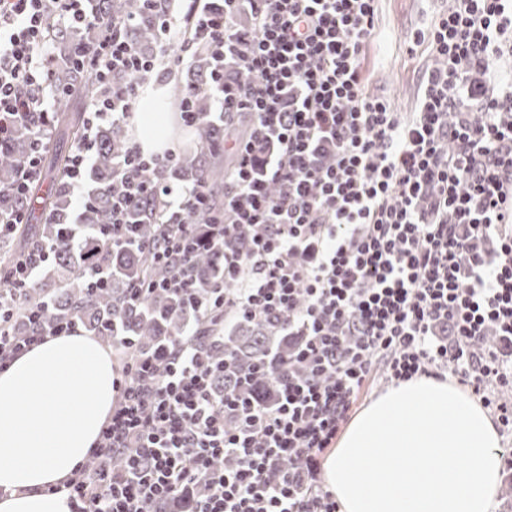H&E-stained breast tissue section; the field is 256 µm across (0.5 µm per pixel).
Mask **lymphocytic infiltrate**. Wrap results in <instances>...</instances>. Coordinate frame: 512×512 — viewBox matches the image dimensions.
I'll return each instance as SVG.
<instances>
[{
	"label": "lymphocytic infiltrate",
	"mask_w": 512,
	"mask_h": 512,
	"mask_svg": "<svg viewBox=\"0 0 512 512\" xmlns=\"http://www.w3.org/2000/svg\"><path fill=\"white\" fill-rule=\"evenodd\" d=\"M154 52L133 54L130 24L90 0H0V142L19 125L51 131L46 92L57 64L50 21L100 31L83 63L104 90L70 159L80 192L105 122L128 118L139 85L176 36L170 0ZM189 32L233 69L212 73L224 114V211L207 217L199 188L167 198L145 248L157 276L127 301L181 296L188 326L153 354L121 359L117 399L89 464L67 483L72 512H339L321 459L375 379L454 375L512 429V0H449L416 31L426 53L415 111L372 90L364 62L377 0H189ZM168 156L129 144L128 182L112 198L113 245L124 211L149 191L142 173ZM203 215L199 224L187 213ZM247 237V250L235 241ZM224 255V277L196 291L197 251ZM238 319L282 322L287 354L236 372L211 345ZM72 322L12 336L0 327V370ZM234 377L227 389L219 376ZM271 380V395L254 389ZM122 470H114L113 458Z\"/></svg>",
	"instance_id": "obj_1"
}]
</instances>
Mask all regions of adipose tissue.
Segmentation results:
<instances>
[{
  "label": "adipose tissue",
  "instance_id": "obj_1",
  "mask_svg": "<svg viewBox=\"0 0 512 512\" xmlns=\"http://www.w3.org/2000/svg\"><path fill=\"white\" fill-rule=\"evenodd\" d=\"M163 101L147 89L133 117L144 152L174 144L172 118L153 127ZM115 378L110 350L82 333L47 338L0 371V512H71L65 484L112 413ZM500 446L481 402L451 378L419 376L352 418L323 478L340 512H494Z\"/></svg>",
  "mask_w": 512,
  "mask_h": 512
}]
</instances>
